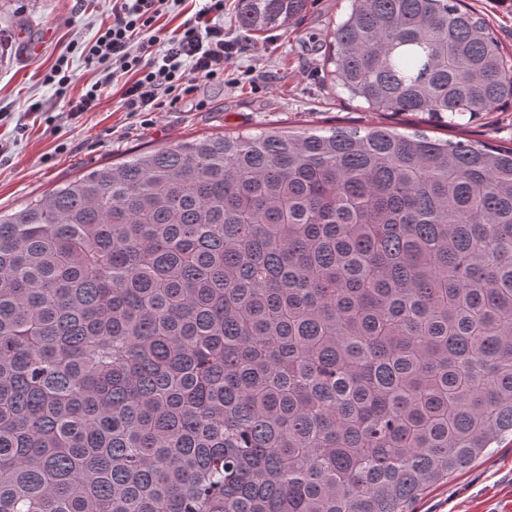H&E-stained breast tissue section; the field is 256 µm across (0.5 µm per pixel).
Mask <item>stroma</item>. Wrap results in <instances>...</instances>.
Masks as SVG:
<instances>
[{"label": "stroma", "mask_w": 512, "mask_h": 512, "mask_svg": "<svg viewBox=\"0 0 512 512\" xmlns=\"http://www.w3.org/2000/svg\"><path fill=\"white\" fill-rule=\"evenodd\" d=\"M343 0H315L299 27L246 33L237 0H224V30L239 48L227 86L200 84L167 112H125L118 87L99 107L72 119L42 76L73 42H88L112 17V0H0V207L9 209L86 171L133 153L201 134L388 126L432 138L512 145V111L457 128L425 114L392 116L364 110L324 71L327 29ZM41 101L44 113L28 111ZM411 512H512V442L449 477Z\"/></svg>", "instance_id": "obj_1"}]
</instances>
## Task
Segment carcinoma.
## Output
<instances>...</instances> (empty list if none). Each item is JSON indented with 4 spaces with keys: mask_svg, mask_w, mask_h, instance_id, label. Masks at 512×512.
Returning a JSON list of instances; mask_svg holds the SVG:
<instances>
[{
    "mask_svg": "<svg viewBox=\"0 0 512 512\" xmlns=\"http://www.w3.org/2000/svg\"><path fill=\"white\" fill-rule=\"evenodd\" d=\"M344 2L366 110L512 106L464 0ZM506 433L512 146L204 135L0 211V512H405Z\"/></svg>",
    "mask_w": 512,
    "mask_h": 512,
    "instance_id": "cac0c4a2",
    "label": "carcinoma"
}]
</instances>
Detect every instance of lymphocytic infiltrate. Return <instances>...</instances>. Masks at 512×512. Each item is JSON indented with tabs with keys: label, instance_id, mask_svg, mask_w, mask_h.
<instances>
[{
	"label": "lymphocytic infiltrate",
	"instance_id": "1",
	"mask_svg": "<svg viewBox=\"0 0 512 512\" xmlns=\"http://www.w3.org/2000/svg\"><path fill=\"white\" fill-rule=\"evenodd\" d=\"M182 0H112V20L98 29L81 56L99 78L75 98L69 56L61 54L44 76L66 100L69 118L94 111L104 88L119 84L122 105L130 112H163L175 108L198 83L223 82L224 64L238 50L237 40L224 36V0H204L203 6L173 31H156L155 22Z\"/></svg>",
	"mask_w": 512,
	"mask_h": 512
}]
</instances>
